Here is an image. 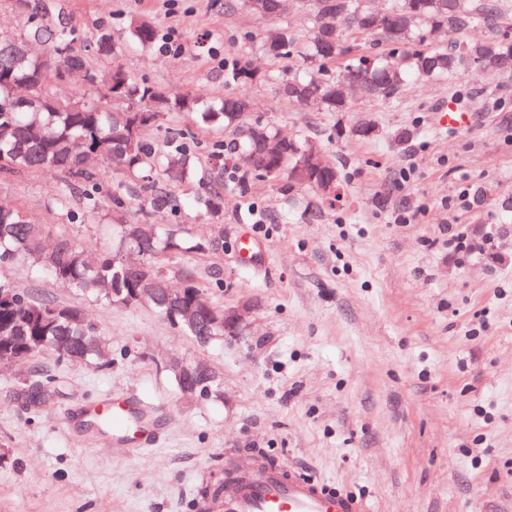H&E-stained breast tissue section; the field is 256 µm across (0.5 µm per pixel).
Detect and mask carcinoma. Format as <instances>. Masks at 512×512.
Instances as JSON below:
<instances>
[{"label":"carcinoma","instance_id":"1","mask_svg":"<svg viewBox=\"0 0 512 512\" xmlns=\"http://www.w3.org/2000/svg\"><path fill=\"white\" fill-rule=\"evenodd\" d=\"M26 25L10 46L0 45V179L53 168L68 175L53 204L73 220L92 216L110 201L105 213L113 232L109 242L88 248L67 236L44 246L45 225L34 223L19 207L0 206V266L24 259L53 279L107 303L130 299L143 288L146 301L166 310V255L217 249L218 243L191 245L177 224H151L126 218L128 206L144 212L172 206L174 189L199 179L201 162L193 137L168 127L164 145L148 138L170 112H185L210 131H229L234 150L250 162L232 165L224 141L212 143L208 175L198 198L201 215L218 220L224 189L245 188L253 179L283 182L318 192L338 171L323 163L321 145L309 136L286 138L271 122L253 115L245 93L203 103L188 94L132 81L117 61L121 44L112 27H100L92 43L62 20L40 14L31 0H11ZM372 0H295L309 26L295 32L286 24L269 30L258 49L267 58L298 63L300 71L280 79L275 95L282 101L320 112H344L355 97L390 100L414 78L455 79L475 66L483 71L512 70V0H389L382 10ZM228 12L245 11L276 19L282 0H226ZM489 29L483 41L461 42L458 35L474 26ZM129 38L148 48L156 37L153 23L131 21ZM66 67L69 82L95 84L94 99H62L51 93L45 75ZM90 156L106 161L122 180L102 189L99 175L85 166ZM143 244V262L153 277L141 280L120 253ZM187 301L203 300L196 311L197 335L222 336L224 307L193 284L183 287ZM103 341L96 324L81 310L40 298L0 280V363H12L50 350L58 359L89 362L99 358Z\"/></svg>","mask_w":512,"mask_h":512}]
</instances>
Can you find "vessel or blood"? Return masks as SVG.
Instances as JSON below:
<instances>
[{"instance_id":"obj_1","label":"vessel or blood","mask_w":512,"mask_h":512,"mask_svg":"<svg viewBox=\"0 0 512 512\" xmlns=\"http://www.w3.org/2000/svg\"><path fill=\"white\" fill-rule=\"evenodd\" d=\"M82 421L101 419L114 448L140 453L155 443V427L136 399L81 407ZM221 512H366L349 493L292 469L265 465L225 490Z\"/></svg>"}]
</instances>
